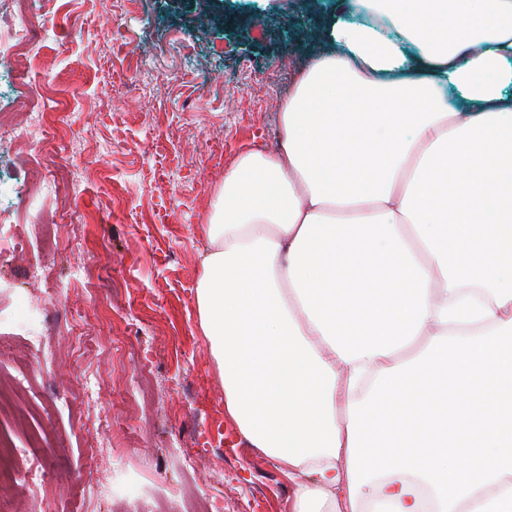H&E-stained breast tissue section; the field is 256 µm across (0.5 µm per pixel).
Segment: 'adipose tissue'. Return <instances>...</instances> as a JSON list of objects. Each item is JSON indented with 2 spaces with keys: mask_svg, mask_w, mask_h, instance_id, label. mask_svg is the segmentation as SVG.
Listing matches in <instances>:
<instances>
[{
  "mask_svg": "<svg viewBox=\"0 0 512 512\" xmlns=\"http://www.w3.org/2000/svg\"><path fill=\"white\" fill-rule=\"evenodd\" d=\"M202 232L224 409L293 512H512V0H346Z\"/></svg>",
  "mask_w": 512,
  "mask_h": 512,
  "instance_id": "adipose-tissue-1",
  "label": "adipose tissue"
}]
</instances>
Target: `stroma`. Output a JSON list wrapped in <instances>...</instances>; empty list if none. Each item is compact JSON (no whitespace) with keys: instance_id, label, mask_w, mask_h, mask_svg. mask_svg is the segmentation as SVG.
Segmentation results:
<instances>
[{"instance_id":"stroma-1","label":"stroma","mask_w":512,"mask_h":512,"mask_svg":"<svg viewBox=\"0 0 512 512\" xmlns=\"http://www.w3.org/2000/svg\"><path fill=\"white\" fill-rule=\"evenodd\" d=\"M341 2L27 0L31 64L0 63V117L28 130L0 139V438L38 468L22 512H157L188 490L224 512H292L293 481L224 412L196 287L225 171L279 148V103ZM26 99L66 113L64 143ZM42 325L49 360L23 345Z\"/></svg>"}]
</instances>
